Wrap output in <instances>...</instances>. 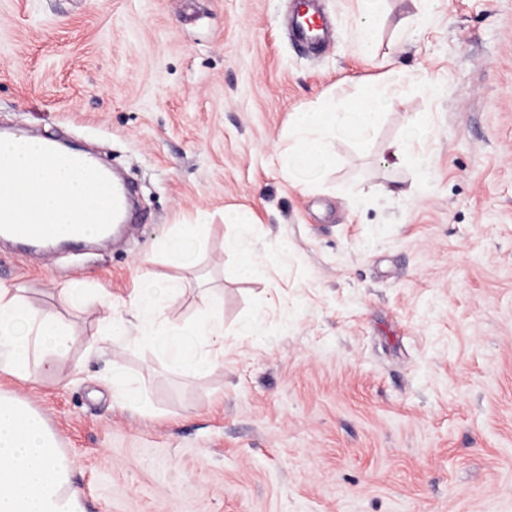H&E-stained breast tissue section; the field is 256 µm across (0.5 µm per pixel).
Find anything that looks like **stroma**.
Wrapping results in <instances>:
<instances>
[{
    "instance_id": "obj_1",
    "label": "stroma",
    "mask_w": 512,
    "mask_h": 512,
    "mask_svg": "<svg viewBox=\"0 0 512 512\" xmlns=\"http://www.w3.org/2000/svg\"><path fill=\"white\" fill-rule=\"evenodd\" d=\"M320 5L313 53L290 0H0V126L138 188L113 241L35 261L0 242V284L75 338L55 375L1 373L0 393L44 415L83 512H512V0H379L369 59L359 0ZM386 88L403 103L373 140H334L300 190L293 113ZM404 139L411 157L382 161ZM201 220L191 259L163 248ZM170 280L168 326L221 302L223 363L181 373L120 336L88 355ZM253 320L263 340L241 335ZM116 368L148 412L113 403ZM364 6L361 9L358 18L357 31L354 40L356 50L363 55L373 53V32L377 21L374 10H369L368 2L363 1Z\"/></svg>"
}]
</instances>
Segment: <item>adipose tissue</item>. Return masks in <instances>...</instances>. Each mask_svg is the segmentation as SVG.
Segmentation results:
<instances>
[{
	"mask_svg": "<svg viewBox=\"0 0 512 512\" xmlns=\"http://www.w3.org/2000/svg\"><path fill=\"white\" fill-rule=\"evenodd\" d=\"M392 104V99L375 95L343 107L329 102L322 111L297 113L289 130L294 150L312 160L329 161L330 138L351 129L366 139L379 114ZM179 291L173 283L139 295L133 341L150 344L165 338L169 367L200 372L223 358L224 317L219 308L208 310L192 341L168 332L161 320L162 304ZM72 342L68 325L54 312H34L13 289L0 286V372L26 380L35 362L43 372H56ZM71 473V462L45 418L25 400L0 394V512H82L78 495L70 489Z\"/></svg>",
	"mask_w": 512,
	"mask_h": 512,
	"instance_id": "adipose-tissue-1",
	"label": "adipose tissue"
}]
</instances>
